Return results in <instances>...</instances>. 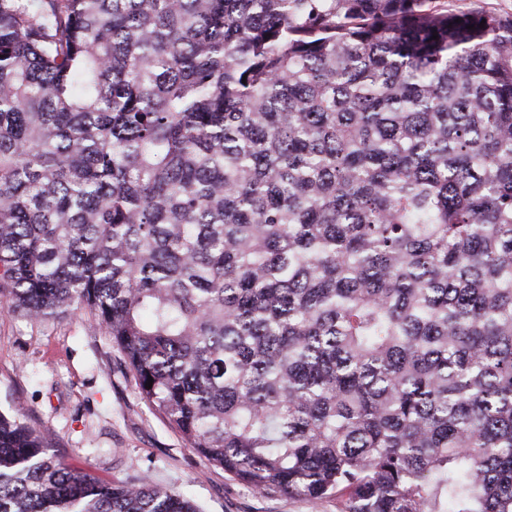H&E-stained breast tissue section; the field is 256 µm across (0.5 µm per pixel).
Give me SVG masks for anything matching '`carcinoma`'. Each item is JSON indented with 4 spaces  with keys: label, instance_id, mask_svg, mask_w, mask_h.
Returning a JSON list of instances; mask_svg holds the SVG:
<instances>
[{
    "label": "carcinoma",
    "instance_id": "carcinoma-1",
    "mask_svg": "<svg viewBox=\"0 0 512 512\" xmlns=\"http://www.w3.org/2000/svg\"><path fill=\"white\" fill-rule=\"evenodd\" d=\"M0 306L254 492L512 512V19L0 0ZM49 448L0 414V512H197Z\"/></svg>",
    "mask_w": 512,
    "mask_h": 512
}]
</instances>
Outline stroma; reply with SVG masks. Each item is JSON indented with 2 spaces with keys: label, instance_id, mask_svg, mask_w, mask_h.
<instances>
[{
  "label": "stroma",
  "instance_id": "stroma-1",
  "mask_svg": "<svg viewBox=\"0 0 512 512\" xmlns=\"http://www.w3.org/2000/svg\"><path fill=\"white\" fill-rule=\"evenodd\" d=\"M0 413L49 433L79 468L148 476L199 512H342L338 498L257 494L208 464L141 400L121 353L78 312L34 320L0 308Z\"/></svg>",
  "mask_w": 512,
  "mask_h": 512
}]
</instances>
